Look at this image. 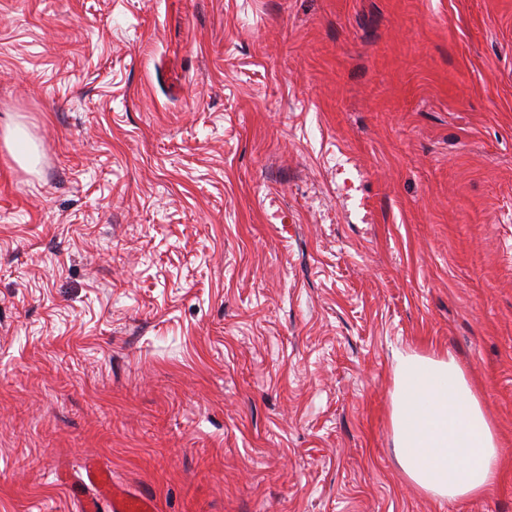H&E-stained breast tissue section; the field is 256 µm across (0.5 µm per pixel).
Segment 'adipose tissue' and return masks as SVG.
<instances>
[{"instance_id": "ef3b65f1", "label": "adipose tissue", "mask_w": 512, "mask_h": 512, "mask_svg": "<svg viewBox=\"0 0 512 512\" xmlns=\"http://www.w3.org/2000/svg\"><path fill=\"white\" fill-rule=\"evenodd\" d=\"M390 421L397 462L425 493L460 501L485 494L496 482V428L455 359L398 355Z\"/></svg>"}]
</instances>
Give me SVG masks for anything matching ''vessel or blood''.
Returning a JSON list of instances; mask_svg holds the SVG:
<instances>
[{
  "label": "vessel or blood",
  "mask_w": 512,
  "mask_h": 512,
  "mask_svg": "<svg viewBox=\"0 0 512 512\" xmlns=\"http://www.w3.org/2000/svg\"><path fill=\"white\" fill-rule=\"evenodd\" d=\"M70 488L80 512H156L151 494L113 490L110 471L96 464L86 466L81 481Z\"/></svg>",
  "instance_id": "obj_1"
}]
</instances>
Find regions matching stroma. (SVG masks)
I'll use <instances>...</instances> for the list:
<instances>
[{
    "label": "stroma",
    "mask_w": 512,
    "mask_h": 512,
    "mask_svg": "<svg viewBox=\"0 0 512 512\" xmlns=\"http://www.w3.org/2000/svg\"><path fill=\"white\" fill-rule=\"evenodd\" d=\"M0 512H512V0H0ZM454 357L482 496L408 482ZM4 138L16 162L28 170L36 166L38 163L37 150L34 146L27 144L24 133L18 125H7ZM390 421L397 462L425 493L460 501L485 494L496 482V428L453 357H396ZM69 485L81 512H155L157 508L149 493L111 491V472L97 464L87 465L81 481Z\"/></svg>",
    "instance_id": "35a3bbf8"
}]
</instances>
